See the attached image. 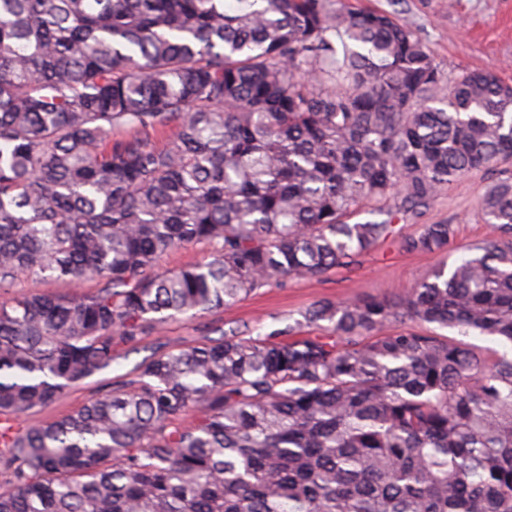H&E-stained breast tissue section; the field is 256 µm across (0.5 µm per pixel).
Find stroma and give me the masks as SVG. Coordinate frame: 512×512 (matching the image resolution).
Wrapping results in <instances>:
<instances>
[{
    "label": "stroma",
    "instance_id": "stroma-1",
    "mask_svg": "<svg viewBox=\"0 0 512 512\" xmlns=\"http://www.w3.org/2000/svg\"><path fill=\"white\" fill-rule=\"evenodd\" d=\"M359 4L393 14L409 24L433 52L443 69L460 72L487 66L512 83V0H358ZM490 174L475 172L453 183L418 221L456 225L458 233L449 259L461 257L465 246L491 233L477 215V204ZM441 262L439 256L404 252L391 240L379 242L357 265L342 267L322 283L288 280L264 288L216 312L169 322L126 352L112 369L86 384L66 389L52 406L29 412L19 420L27 427L81 407L98 395L103 384L127 373L154 350H177L213 336L232 322L248 323L253 334L265 335L299 319L313 302L330 297L353 301L366 295H396L423 279Z\"/></svg>",
    "mask_w": 512,
    "mask_h": 512
}]
</instances>
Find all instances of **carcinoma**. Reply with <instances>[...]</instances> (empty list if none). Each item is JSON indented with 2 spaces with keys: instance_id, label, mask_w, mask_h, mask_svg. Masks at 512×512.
Wrapping results in <instances>:
<instances>
[{
  "instance_id": "1",
  "label": "carcinoma",
  "mask_w": 512,
  "mask_h": 512,
  "mask_svg": "<svg viewBox=\"0 0 512 512\" xmlns=\"http://www.w3.org/2000/svg\"><path fill=\"white\" fill-rule=\"evenodd\" d=\"M511 160L512 86L378 10L0 0V290L101 284L0 304V512H512ZM481 170L494 235L416 287L231 323L17 425L180 315L388 239L447 255L454 225L394 221ZM212 249L209 245L195 243L171 252L162 261L163 268L175 269L187 264L201 263L210 260ZM96 289L97 284L95 282L85 283L78 288L63 281L22 278L8 294L0 292V302L8 301L14 294L18 293L83 294L92 293Z\"/></svg>"
}]
</instances>
